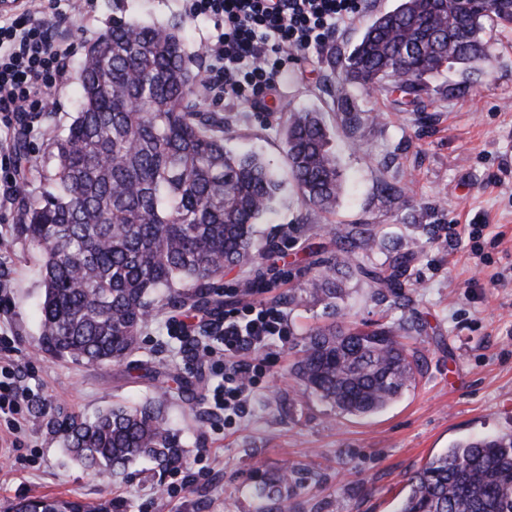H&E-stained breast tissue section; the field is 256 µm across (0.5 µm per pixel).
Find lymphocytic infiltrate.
<instances>
[{"instance_id": "f902f5d3", "label": "lymphocytic infiltrate", "mask_w": 512, "mask_h": 512, "mask_svg": "<svg viewBox=\"0 0 512 512\" xmlns=\"http://www.w3.org/2000/svg\"><path fill=\"white\" fill-rule=\"evenodd\" d=\"M190 17L211 21L205 49L212 62L204 89L221 90L225 106L257 109L285 75L271 69L273 57L324 44L352 25L366 0H186ZM42 0H21L0 11V125L47 108L68 73L67 54L52 27L42 20ZM288 316L260 301L225 312L219 341L228 361L211 393L213 415L241 413L253 398V355L286 335ZM29 398L11 350L0 351V446L19 448L16 414Z\"/></svg>"}]
</instances>
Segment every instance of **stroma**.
I'll list each match as a JSON object with an SVG mask.
<instances>
[{
  "label": "stroma",
  "instance_id": "obj_1",
  "mask_svg": "<svg viewBox=\"0 0 512 512\" xmlns=\"http://www.w3.org/2000/svg\"><path fill=\"white\" fill-rule=\"evenodd\" d=\"M397 0H369L359 19L319 49L289 64L283 96L272 112L225 109L201 98L204 111L224 114L229 148L252 150L288 170L282 126L293 110L321 112L343 181L332 214L304 209L292 179L284 181L275 210L257 226L278 248L262 265L225 271L218 287L224 308L206 322L258 300L284 310L290 335L256 355L255 398L244 418L230 422L208 411L220 382L213 361L193 355L173 328L185 312L165 305L141 328L136 352L124 362L97 366L55 360L37 350L42 261L39 250L17 237L18 199L40 185L21 171L41 160L49 142L73 120L85 45L126 14L143 23L188 26V52L207 75L201 49L209 25L191 20L184 0H91L69 7L47 0L46 19L65 12L57 30L71 62L68 82L53 93L47 111L24 120L26 154L13 155L0 181L17 177L16 195L0 205V282L9 313L0 314V336L15 348L31 405L47 419L30 418L20 449L0 454V512L33 496L96 501L119 496L127 512H394L407 478L453 442L512 433V26L488 24L490 61L466 73L454 65L429 84L416 105L397 106L387 89L341 85L331 67L347 54L365 24ZM348 98L361 120L348 122L337 103ZM405 191L404 204L391 186ZM339 224H364L377 239L418 249L404 291L406 305L377 299L364 281L345 280L336 308L311 302L289 305L315 270L336 250ZM485 225L479 240L467 227ZM344 317L370 324L385 319L419 325L415 345L422 372L383 411L355 417L302 394L290 374L306 334ZM163 397L167 417L181 434L185 461L164 478L149 465L123 476L93 472L71 462L49 418L91 416L115 404ZM295 470L297 483L273 499L260 496L263 480Z\"/></svg>",
  "mask_w": 512,
  "mask_h": 512
}]
</instances>
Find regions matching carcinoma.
<instances>
[{
	"mask_svg": "<svg viewBox=\"0 0 512 512\" xmlns=\"http://www.w3.org/2000/svg\"><path fill=\"white\" fill-rule=\"evenodd\" d=\"M487 20L512 24V0H471L466 11L460 0H399L340 58L342 81L366 91L389 82L417 99L449 64L486 65ZM186 38L181 26L114 17L88 46L76 116L48 161L34 166L43 190L21 198L16 231L42 255L44 355L120 362L136 349L158 289L169 290L174 307H217L212 290L224 270L254 265L275 248L272 239L257 243L255 225L273 210L278 170L257 153L228 149L224 119L192 102L200 74ZM284 144L301 206L334 212L342 184L319 113H290ZM335 234L332 262L290 302L335 307L338 273L366 279L396 303L405 299L416 251H390L378 267L370 262L372 229L347 224ZM410 331L395 322L318 327L292 374L340 414H375L421 371L420 356L404 343ZM52 427L72 461L114 475L148 460L162 477L186 454L155 401L71 415ZM294 478L283 470L261 494L279 496ZM407 485L395 512H512V433L459 440L412 471ZM9 512H114V504L44 496Z\"/></svg>",
	"mask_w": 512,
	"mask_h": 512,
	"instance_id": "obj_1",
	"label": "carcinoma"
}]
</instances>
